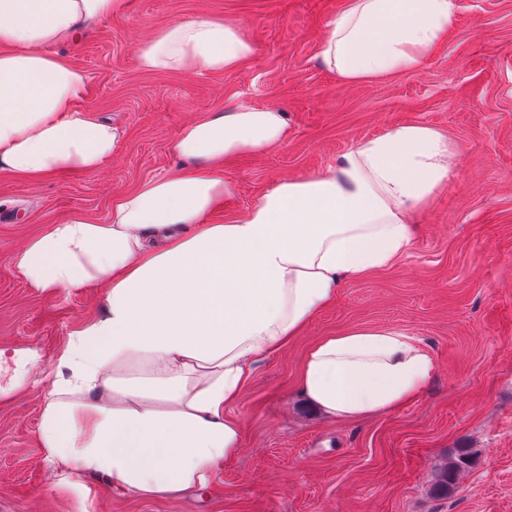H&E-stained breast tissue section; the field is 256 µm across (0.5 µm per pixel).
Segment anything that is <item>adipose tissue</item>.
<instances>
[{
    "label": "adipose tissue",
    "mask_w": 512,
    "mask_h": 512,
    "mask_svg": "<svg viewBox=\"0 0 512 512\" xmlns=\"http://www.w3.org/2000/svg\"><path fill=\"white\" fill-rule=\"evenodd\" d=\"M127 0H0V170L40 179L103 169L124 131L80 107L87 84L57 46L123 13ZM454 0H345L320 63L346 82L418 68L452 25ZM253 44L206 16L165 24L142 43L152 72L220 73ZM288 136L283 112H205L173 145L179 171L112 196L106 223L72 217L16 255L39 291L96 283L103 315L73 332L41 414L39 442L63 478L99 476L113 493L178 496L232 461L230 415L259 359L287 348L341 279L386 269L413 248L412 217L447 186L454 147L425 125L364 139L325 172L276 183L228 224L207 218L233 189L224 159L264 154ZM436 373L430 349L387 327H355L306 352L301 393L355 420L416 399Z\"/></svg>",
    "instance_id": "1"
}]
</instances>
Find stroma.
I'll return each mask as SVG.
<instances>
[{"instance_id": "35a3bbf8", "label": "stroma", "mask_w": 512, "mask_h": 512, "mask_svg": "<svg viewBox=\"0 0 512 512\" xmlns=\"http://www.w3.org/2000/svg\"><path fill=\"white\" fill-rule=\"evenodd\" d=\"M57 54L87 74L80 104L125 138L99 172L41 180L0 171V512H512V0H455L454 22L418 69L347 83L319 63L344 0H130ZM206 15L254 45L238 69L148 73L141 43L160 26ZM285 112L288 138L265 155L225 160L235 188L210 221L243 216L286 179L325 171L363 139L421 124L456 149L448 186L415 217L411 252L343 282L280 355L261 359L232 413L241 449L204 489L176 498L115 495L76 472L70 487L39 446L58 357L100 316L106 290L38 292L15 255L47 226L105 223L113 193L175 172L180 129L237 105ZM383 326L426 343L436 374L406 407L341 423L298 390L304 354L324 336ZM473 463L446 495L434 473L460 449ZM95 494L83 498L82 487Z\"/></svg>"}]
</instances>
